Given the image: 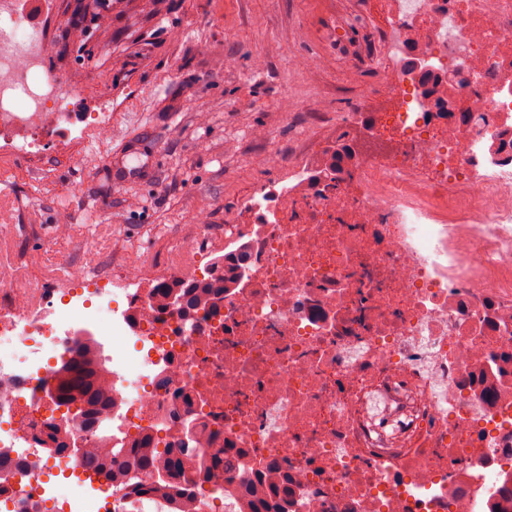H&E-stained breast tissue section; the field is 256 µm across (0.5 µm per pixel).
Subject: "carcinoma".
Here are the masks:
<instances>
[{
  "label": "carcinoma",
  "instance_id": "obj_1",
  "mask_svg": "<svg viewBox=\"0 0 512 512\" xmlns=\"http://www.w3.org/2000/svg\"><path fill=\"white\" fill-rule=\"evenodd\" d=\"M237 269V258L232 255L221 256L213 262L205 278L162 283L155 288V295L163 310L177 301L184 306L186 312L195 309L201 302L213 306L217 300L224 298L226 284L238 279ZM98 349L99 343L94 337H84L78 341L72 356L59 367L56 374L54 391L60 403L80 408L84 423L93 415L101 417L100 431L106 440L107 451L101 453L84 447L80 450V457L92 467L104 468L119 476L120 483L115 486V490L121 493V498L160 496L171 502L173 512H178L180 496L186 491L181 483L193 484L192 476L195 474L210 476L219 467V460L215 459L209 464L185 452L183 448L160 459L151 447L152 437L147 435L124 448L112 447L108 422L112 400L101 384L102 376L109 373V370L102 365L100 359L89 356V353ZM69 434V429L57 423L49 425L45 430L47 441L63 453L69 451Z\"/></svg>",
  "mask_w": 512,
  "mask_h": 512
}]
</instances>
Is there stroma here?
I'll return each instance as SVG.
<instances>
[{
  "label": "stroma",
  "instance_id": "35a3bbf8",
  "mask_svg": "<svg viewBox=\"0 0 512 512\" xmlns=\"http://www.w3.org/2000/svg\"><path fill=\"white\" fill-rule=\"evenodd\" d=\"M362 6L175 0L156 17L150 0H130L78 43L69 36L75 0H53L38 21L45 69L103 103L110 131L0 157V271L29 288H62L78 270L164 277L187 243L223 256L226 220L281 177L254 130L268 131L288 162L335 144L337 118L362 94L383 106L374 65L350 51L375 29ZM331 23L345 26L346 40L320 37ZM92 212L100 222H89Z\"/></svg>",
  "mask_w": 512,
  "mask_h": 512
}]
</instances>
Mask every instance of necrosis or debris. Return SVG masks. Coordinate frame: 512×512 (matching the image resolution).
I'll use <instances>...</instances> for the list:
<instances>
[{
    "mask_svg": "<svg viewBox=\"0 0 512 512\" xmlns=\"http://www.w3.org/2000/svg\"><path fill=\"white\" fill-rule=\"evenodd\" d=\"M387 108L342 171L318 149L224 227L246 251L215 310L157 315L151 289L81 274L61 298L0 274V451L20 459L6 512H167L50 454L39 426L79 336L111 370L112 445L221 457L200 512H512V0H381ZM21 0H0V155L70 136L74 92L46 75ZM428 62L448 104L408 88ZM384 403L395 429L372 422ZM60 468L67 484L44 474Z\"/></svg>",
    "mask_w": 512,
    "mask_h": 512,
    "instance_id": "necrosis-or-debris-1",
    "label": "necrosis or debris"
}]
</instances>
